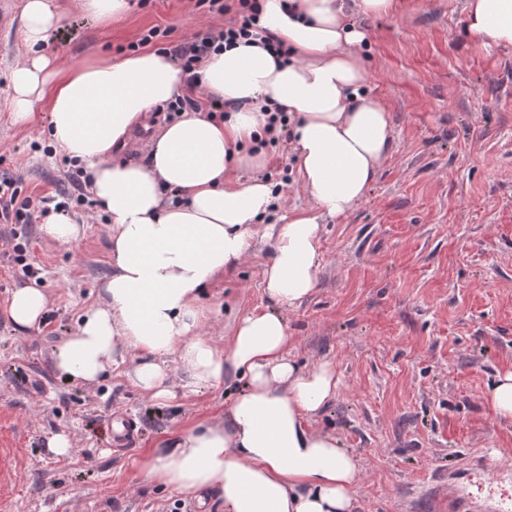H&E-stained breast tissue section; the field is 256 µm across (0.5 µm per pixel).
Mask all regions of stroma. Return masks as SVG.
I'll return each mask as SVG.
<instances>
[{
    "label": "stroma",
    "mask_w": 512,
    "mask_h": 512,
    "mask_svg": "<svg viewBox=\"0 0 512 512\" xmlns=\"http://www.w3.org/2000/svg\"><path fill=\"white\" fill-rule=\"evenodd\" d=\"M54 2L63 20L48 49L63 65L119 60L153 27L178 41L230 20L196 0H147L104 24L83 0ZM466 2L401 0L392 16L356 17L366 33L364 92L390 114L392 150L364 201L324 225L314 292L281 311L291 357L305 368L331 362L340 379L313 425L356 459L354 512H448L452 491L512 503V474L501 470L512 459V422L484 401L512 369V48L474 42ZM18 34L0 31V175H21L27 194L47 196L65 185V167L61 153L43 151L46 104L31 123L12 119ZM71 213L84 233L69 244L27 226L34 278L11 257L15 225L0 223V512H224L149 479L142 461L223 417L234 380L189 393L177 368L176 397L160 403L122 370L88 384L55 370L56 348L105 304L112 273L101 208ZM268 258L254 252L204 297V331L218 348L238 316L268 307ZM33 286L47 311L21 334L8 300ZM60 433L71 455L49 448Z\"/></svg>",
    "instance_id": "obj_1"
}]
</instances>
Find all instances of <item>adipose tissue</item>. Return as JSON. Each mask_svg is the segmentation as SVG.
I'll list each match as a JSON object with an SVG mask.
<instances>
[{
  "mask_svg": "<svg viewBox=\"0 0 512 512\" xmlns=\"http://www.w3.org/2000/svg\"><path fill=\"white\" fill-rule=\"evenodd\" d=\"M345 0H262L261 24L288 50L278 57L242 43L209 53L200 67L206 95L232 104L228 118L185 112L162 126L147 159L123 150L149 112L184 89L180 67L154 50L108 63L60 66L44 46L62 21L52 0H25L18 44L24 59L10 73L14 123L49 105L58 152L91 176L89 191L108 216L112 274L105 305L90 309L54 355L73 382L136 364L131 384L169 400L171 364L196 390L232 378L242 389L220 424L201 422L171 447L146 457L150 479L185 494H209L224 512H352L358 466L331 433L311 421L336 397L332 363L301 368L279 310L316 288L320 236L327 220L366 195L392 144L390 116L363 93V30ZM468 32L486 45L512 46V0H469ZM284 107L293 122L299 173L313 204L257 230L277 196L264 178L255 137L265 111ZM247 172L229 180L231 169ZM264 241L271 309L237 319L226 349L200 329L208 287L233 272ZM42 290L13 292L16 330L37 326Z\"/></svg>",
  "mask_w": 512,
  "mask_h": 512,
  "instance_id": "obj_1",
  "label": "adipose tissue"
}]
</instances>
